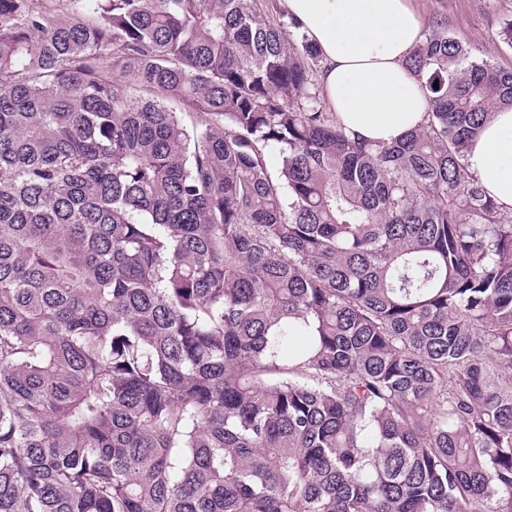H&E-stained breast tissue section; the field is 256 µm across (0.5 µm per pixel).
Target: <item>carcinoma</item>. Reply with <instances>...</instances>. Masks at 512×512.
I'll return each instance as SVG.
<instances>
[{
	"label": "carcinoma",
	"mask_w": 512,
	"mask_h": 512,
	"mask_svg": "<svg viewBox=\"0 0 512 512\" xmlns=\"http://www.w3.org/2000/svg\"><path fill=\"white\" fill-rule=\"evenodd\" d=\"M319 60L267 0H0V512H512V70L436 24L385 145ZM467 167L505 214L512 215V108H496L467 153Z\"/></svg>",
	"instance_id": "cac0c4a2"
}]
</instances>
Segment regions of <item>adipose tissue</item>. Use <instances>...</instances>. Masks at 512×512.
<instances>
[{
  "label": "adipose tissue",
  "instance_id": "adipose-tissue-1",
  "mask_svg": "<svg viewBox=\"0 0 512 512\" xmlns=\"http://www.w3.org/2000/svg\"><path fill=\"white\" fill-rule=\"evenodd\" d=\"M322 56L329 109L352 137L391 143L426 117L424 93L406 61L421 39L410 0H279ZM467 167L512 215V108H498L467 153Z\"/></svg>",
  "mask_w": 512,
  "mask_h": 512
}]
</instances>
